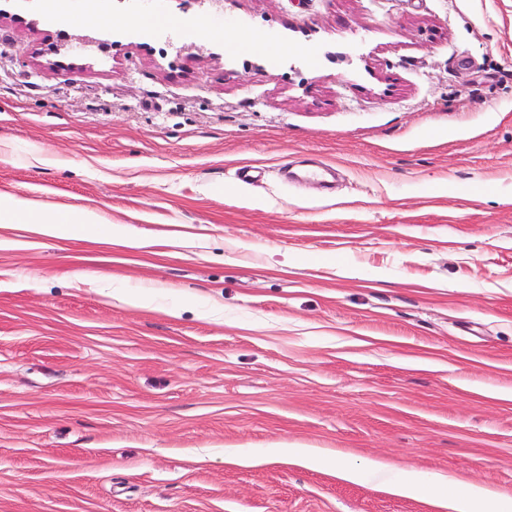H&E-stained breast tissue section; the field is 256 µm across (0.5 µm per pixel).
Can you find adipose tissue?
Returning a JSON list of instances; mask_svg holds the SVG:
<instances>
[{
	"instance_id": "ef3b65f1",
	"label": "adipose tissue",
	"mask_w": 512,
	"mask_h": 512,
	"mask_svg": "<svg viewBox=\"0 0 512 512\" xmlns=\"http://www.w3.org/2000/svg\"><path fill=\"white\" fill-rule=\"evenodd\" d=\"M98 217L87 209L61 211L44 207L14 195L0 194L1 224H30L36 233L48 237H61L69 224H94Z\"/></svg>"
}]
</instances>
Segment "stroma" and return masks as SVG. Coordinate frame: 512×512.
Segmentation results:
<instances>
[{"label": "stroma", "instance_id": "1", "mask_svg": "<svg viewBox=\"0 0 512 512\" xmlns=\"http://www.w3.org/2000/svg\"><path fill=\"white\" fill-rule=\"evenodd\" d=\"M65 8L0 0V193L102 219L0 224V512H512V0ZM496 497L495 493L483 486L470 485L464 491L448 495V508L452 512H483Z\"/></svg>", "mask_w": 512, "mask_h": 512}]
</instances>
